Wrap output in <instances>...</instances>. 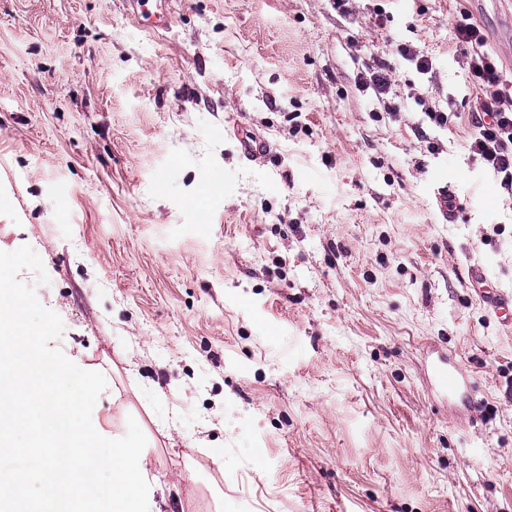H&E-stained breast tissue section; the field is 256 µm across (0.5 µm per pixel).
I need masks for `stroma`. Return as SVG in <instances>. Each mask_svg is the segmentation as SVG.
<instances>
[{
  "label": "stroma",
  "instance_id": "1",
  "mask_svg": "<svg viewBox=\"0 0 512 512\" xmlns=\"http://www.w3.org/2000/svg\"><path fill=\"white\" fill-rule=\"evenodd\" d=\"M172 11L0 0V250L40 256L18 278L105 376L94 416L145 434L155 512H512V330L469 277L512 293V194L452 38L471 18L512 81V0ZM154 5L153 10L146 6ZM122 10L127 14H133L139 22L147 20L146 25L153 31L168 30L171 26V0H121L118 2ZM228 125L224 128L238 140L242 155L251 162H261L268 154V147L266 142L256 136H243L241 134L238 124L232 123L230 118L227 120ZM431 374L436 385L444 392H448V389L458 391L461 388L462 378L451 373L445 360L434 361L431 365Z\"/></svg>",
  "mask_w": 512,
  "mask_h": 512
}]
</instances>
